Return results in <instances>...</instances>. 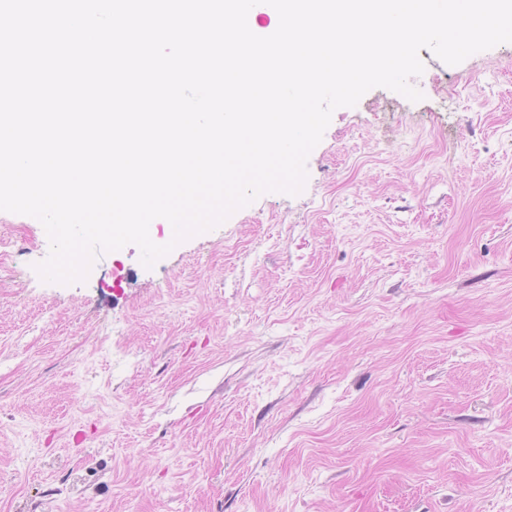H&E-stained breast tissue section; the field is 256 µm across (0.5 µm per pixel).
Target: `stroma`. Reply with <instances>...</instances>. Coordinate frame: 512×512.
Segmentation results:
<instances>
[{
  "label": "stroma",
  "instance_id": "35a3bbf8",
  "mask_svg": "<svg viewBox=\"0 0 512 512\" xmlns=\"http://www.w3.org/2000/svg\"><path fill=\"white\" fill-rule=\"evenodd\" d=\"M419 57L153 267L0 211V512H512V43Z\"/></svg>",
  "mask_w": 512,
  "mask_h": 512
}]
</instances>
